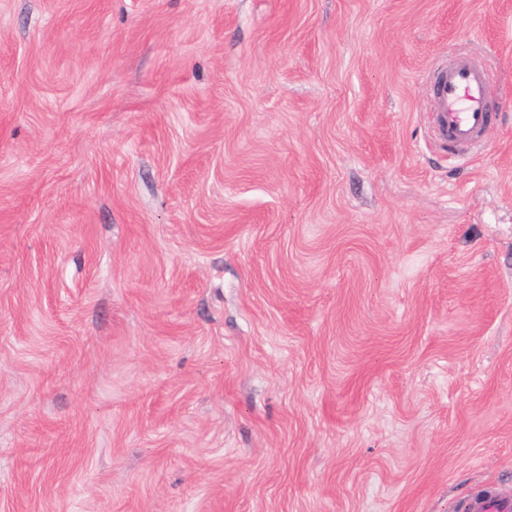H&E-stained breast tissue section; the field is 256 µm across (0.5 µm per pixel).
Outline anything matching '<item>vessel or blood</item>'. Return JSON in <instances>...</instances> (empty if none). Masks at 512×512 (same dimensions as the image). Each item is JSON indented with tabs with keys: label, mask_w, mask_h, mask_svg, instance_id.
<instances>
[{
	"label": "vessel or blood",
	"mask_w": 512,
	"mask_h": 512,
	"mask_svg": "<svg viewBox=\"0 0 512 512\" xmlns=\"http://www.w3.org/2000/svg\"><path fill=\"white\" fill-rule=\"evenodd\" d=\"M432 91L436 137L465 150L476 146L489 118L483 70L469 58H457L437 71ZM466 507L468 512H512V499L486 491L470 498Z\"/></svg>",
	"instance_id": "obj_1"
}]
</instances>
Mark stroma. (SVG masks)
Wrapping results in <instances>:
<instances>
[{
  "instance_id": "obj_1",
  "label": "stroma",
  "mask_w": 512,
  "mask_h": 512,
  "mask_svg": "<svg viewBox=\"0 0 512 512\" xmlns=\"http://www.w3.org/2000/svg\"><path fill=\"white\" fill-rule=\"evenodd\" d=\"M491 73L487 142L425 78ZM512 497V0H0V512ZM432 91L435 136L464 150L476 146L489 118L483 70L469 58H457L437 71Z\"/></svg>"
}]
</instances>
